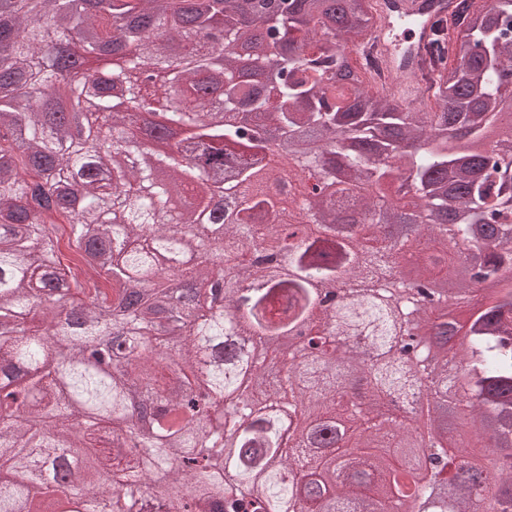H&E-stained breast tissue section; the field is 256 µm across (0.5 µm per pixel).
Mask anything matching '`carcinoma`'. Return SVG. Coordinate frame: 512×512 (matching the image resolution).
Returning <instances> with one entry per match:
<instances>
[{
  "label": "carcinoma",
  "instance_id": "1",
  "mask_svg": "<svg viewBox=\"0 0 512 512\" xmlns=\"http://www.w3.org/2000/svg\"><path fill=\"white\" fill-rule=\"evenodd\" d=\"M371 2L282 0L258 19L254 0H0V512H104L109 496L112 512H384L392 495L406 512H512V141L471 152L512 84V0H458L433 22L419 107L358 65L356 83L336 79ZM168 126L173 144L153 149ZM305 171L366 188L363 223L304 195L317 232L281 236L256 177ZM398 202L415 234L379 235ZM54 215L104 287L61 263ZM436 243L489 290L462 323L446 294L431 308L410 280L379 287ZM276 246L282 278L263 266ZM311 278L343 302L270 382L268 342L314 318ZM476 291L456 278V303ZM415 321L440 332L391 357ZM431 347L463 363L451 400ZM368 370L407 407L423 386L466 404L505 451L494 478L439 447L420 486L413 451L374 453L405 428L349 397Z\"/></svg>",
  "mask_w": 512,
  "mask_h": 512
}]
</instances>
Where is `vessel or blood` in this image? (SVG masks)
<instances>
[{"instance_id": "vessel-or-blood-1", "label": "vessel or blood", "mask_w": 512, "mask_h": 512, "mask_svg": "<svg viewBox=\"0 0 512 512\" xmlns=\"http://www.w3.org/2000/svg\"><path fill=\"white\" fill-rule=\"evenodd\" d=\"M452 8V0H376L371 40L392 79L393 93L402 101L422 97L417 73L431 36V19Z\"/></svg>"}]
</instances>
